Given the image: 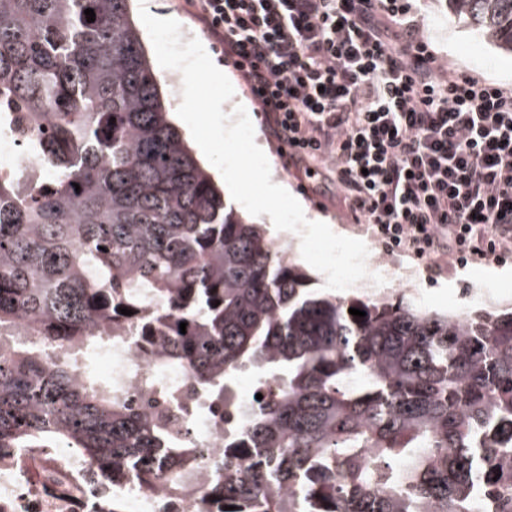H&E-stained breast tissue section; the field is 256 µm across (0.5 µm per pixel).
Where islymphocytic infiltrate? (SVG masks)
<instances>
[{
  "instance_id": "1",
  "label": "lymphocytic infiltrate",
  "mask_w": 512,
  "mask_h": 512,
  "mask_svg": "<svg viewBox=\"0 0 512 512\" xmlns=\"http://www.w3.org/2000/svg\"><path fill=\"white\" fill-rule=\"evenodd\" d=\"M296 176L322 167L356 223L426 260L512 253V87L437 62L401 0H182Z\"/></svg>"
}]
</instances>
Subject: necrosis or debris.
Here are the masks:
<instances>
[{
    "instance_id": "1",
    "label": "necrosis or debris",
    "mask_w": 512,
    "mask_h": 512,
    "mask_svg": "<svg viewBox=\"0 0 512 512\" xmlns=\"http://www.w3.org/2000/svg\"><path fill=\"white\" fill-rule=\"evenodd\" d=\"M100 359L113 395L170 411L199 446L223 453L225 429L185 369L160 363L154 348L125 336L103 348ZM211 483L202 470L191 487L175 493L160 482L144 487L130 473L115 478L95 471L71 448H0V512H112L116 500L124 512H198Z\"/></svg>"
}]
</instances>
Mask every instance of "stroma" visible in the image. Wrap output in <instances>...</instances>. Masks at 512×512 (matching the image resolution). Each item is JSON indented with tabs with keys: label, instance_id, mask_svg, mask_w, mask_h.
Listing matches in <instances>:
<instances>
[{
	"label": "stroma",
	"instance_id": "obj_1",
	"mask_svg": "<svg viewBox=\"0 0 512 512\" xmlns=\"http://www.w3.org/2000/svg\"><path fill=\"white\" fill-rule=\"evenodd\" d=\"M405 2L421 18L422 33L435 48L439 64L512 85V55L503 53L463 24L451 19L445 0ZM146 5L156 8L157 12L175 15L182 25L183 40L199 38L210 58L223 68L225 79L237 86L238 96H245V89L240 88V80L224 55L223 44L206 37L200 23L180 7L178 0H131L133 15H140ZM247 114L255 129V140L260 143L268 158L272 177L285 183L290 193L301 200L309 211L321 216L327 223L341 228L345 236L362 240L369 251L383 252V244L373 238L364 225L354 222L349 209L337 196L333 186H326L322 193L316 194L305 189L301 180L288 172L278 144L255 105H248ZM394 259L402 270L410 272L416 286L411 289L407 284L394 279L384 287L383 292L386 295H401L445 313L460 312L471 306L468 288L473 273L483 276L498 273L502 276L501 281L486 287L485 306L489 309L512 307V255L498 262L453 264L449 266L447 273L439 276L430 275L426 262L412 256L398 253Z\"/></svg>",
	"mask_w": 512,
	"mask_h": 512
}]
</instances>
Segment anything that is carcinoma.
Masks as SVG:
<instances>
[{
  "instance_id": "carcinoma-1",
  "label": "carcinoma",
  "mask_w": 512,
  "mask_h": 512,
  "mask_svg": "<svg viewBox=\"0 0 512 512\" xmlns=\"http://www.w3.org/2000/svg\"><path fill=\"white\" fill-rule=\"evenodd\" d=\"M448 14L512 54V0ZM168 113L129 0H0V133L31 130L25 173L0 164V448L174 489L212 470L199 512H512V309L309 288ZM132 324L242 422L222 456L95 374ZM245 370L263 395L242 410Z\"/></svg>"
}]
</instances>
